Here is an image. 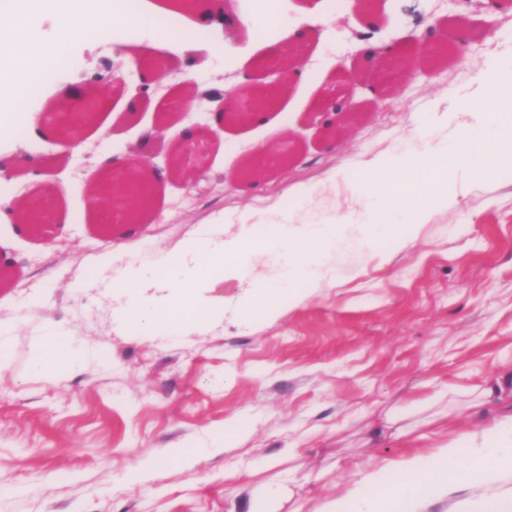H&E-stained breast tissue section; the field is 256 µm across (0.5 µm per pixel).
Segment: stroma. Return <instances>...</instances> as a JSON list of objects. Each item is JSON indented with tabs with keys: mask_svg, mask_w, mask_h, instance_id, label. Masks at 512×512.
I'll list each match as a JSON object with an SVG mask.
<instances>
[{
	"mask_svg": "<svg viewBox=\"0 0 512 512\" xmlns=\"http://www.w3.org/2000/svg\"><path fill=\"white\" fill-rule=\"evenodd\" d=\"M221 16L195 27L196 9L171 22L190 51L169 53L154 100L135 102V66H149L156 21L141 22L134 45L86 38L30 94L99 82L108 62L127 71L126 87H106L80 144L65 154L58 110L20 119L0 137V158H32L39 180L14 171L0 195L61 194L51 225L33 231L0 218V323L14 332L0 365V512H251L258 485L278 491L267 512H293L334 496L368 464L422 453L463 432L478 385L512 372V163L478 182L459 205L430 207L413 247L388 237L362 246V227L342 224L336 249L318 263L320 283L302 303L280 295V315L244 311L252 282L285 272L284 250L245 264L224 284V316L142 332L120 317L130 291L117 287L131 266L150 269L176 256L186 239L222 222L243 235L286 214L317 222L359 203L347 187L374 157L421 152L441 138L448 110L465 98L484 60L512 52V0H375L365 17L354 0H277L262 27L256 0H197ZM466 21L463 53L428 58L409 38L437 28L448 42ZM261 18V17H260ZM393 48L365 63L360 36ZM497 40H490V33ZM303 64L282 83L283 57ZM200 89L282 85L262 120L225 124L202 142L206 171L196 186L168 180L155 190L144 223L97 222L89 194L104 159L122 161L143 133L156 132L153 163L166 168L187 129L212 124L217 103L182 114V82ZM351 96L356 123L324 139L315 112L330 95ZM268 158L260 178L237 172L253 155ZM345 171L346 181H332ZM304 186L306 199L293 190ZM112 264L95 269L98 255ZM83 289H76V282ZM70 336L78 360L39 368L34 351L46 326ZM246 421L242 443L170 463L139 483L126 479L141 460L186 443L208 445L226 420Z\"/></svg>",
	"mask_w": 512,
	"mask_h": 512,
	"instance_id": "stroma-1",
	"label": "stroma"
}]
</instances>
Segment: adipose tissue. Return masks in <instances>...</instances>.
<instances>
[{
	"instance_id": "obj_1",
	"label": "adipose tissue",
	"mask_w": 512,
	"mask_h": 512,
	"mask_svg": "<svg viewBox=\"0 0 512 512\" xmlns=\"http://www.w3.org/2000/svg\"><path fill=\"white\" fill-rule=\"evenodd\" d=\"M215 233L210 227L201 237L184 241L180 265L162 261L155 266L152 285L164 291L163 302L139 295L142 272L128 269L119 282L136 291L127 318L150 332L164 324L169 312L185 323L222 318L223 286L240 276L243 242L221 241L214 252H202L201 238ZM201 264L211 267V275L193 279ZM505 392L501 382L484 385L481 403L469 413L471 427L458 439L433 453H412L364 472L316 512H425L429 503L441 500L449 501L448 512H512V414L490 426L484 423L485 404L502 399Z\"/></svg>"
}]
</instances>
